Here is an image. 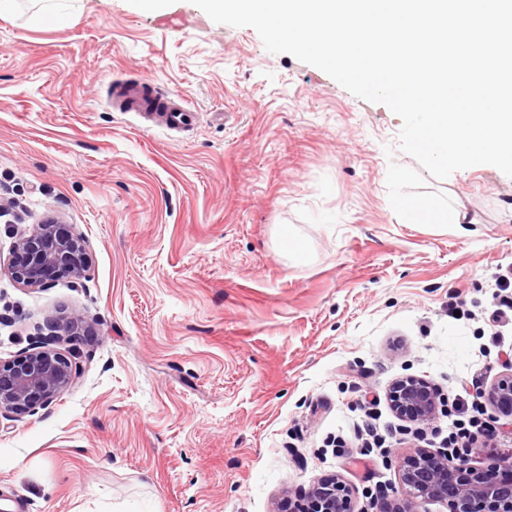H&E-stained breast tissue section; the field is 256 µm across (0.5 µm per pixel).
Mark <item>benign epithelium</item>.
I'll use <instances>...</instances> for the list:
<instances>
[{"instance_id":"1","label":"benign epithelium","mask_w":512,"mask_h":512,"mask_svg":"<svg viewBox=\"0 0 512 512\" xmlns=\"http://www.w3.org/2000/svg\"><path fill=\"white\" fill-rule=\"evenodd\" d=\"M87 255L81 239L53 219L34 225L16 241L8 270L20 284L44 288L60 277L82 276ZM80 321L74 315L54 327L37 346L12 360L0 361V418H17L49 407L74 380L73 362L57 344L62 333ZM485 407L512 417V371L496 376L478 391ZM396 413L418 425L432 423L440 394L429 382L407 376L387 394ZM406 497L389 498L386 512H417L419 503L441 501L448 512H512V478L491 479L470 463H448V453L418 448L404 461ZM314 512H354L349 489L336 476L320 479L310 489Z\"/></svg>"}]
</instances>
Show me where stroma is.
Segmentation results:
<instances>
[{
  "instance_id": "35a3bbf8",
  "label": "stroma",
  "mask_w": 512,
  "mask_h": 512,
  "mask_svg": "<svg viewBox=\"0 0 512 512\" xmlns=\"http://www.w3.org/2000/svg\"><path fill=\"white\" fill-rule=\"evenodd\" d=\"M64 2L42 23L41 0L0 14V360L82 318L72 385L0 421V512H286L326 474L356 512L401 492L404 459L441 449L453 417L408 428L389 386L417 376L469 405L512 365V324H487L512 270V177H431L386 106L190 0L163 8L190 30L141 0ZM143 75L195 123L107 106ZM426 198L471 225L403 223ZM48 215L87 268L26 288L4 262ZM366 420L392 432L367 460Z\"/></svg>"
}]
</instances>
